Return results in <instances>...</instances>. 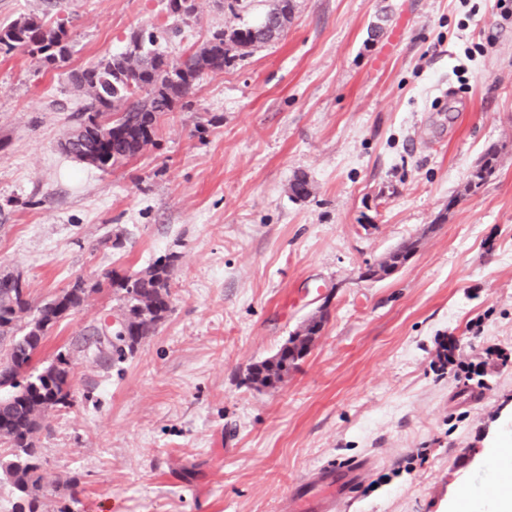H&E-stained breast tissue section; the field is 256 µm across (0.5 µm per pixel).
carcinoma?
<instances>
[{"instance_id": "cac0c4a2", "label": "carcinoma", "mask_w": 512, "mask_h": 512, "mask_svg": "<svg viewBox=\"0 0 512 512\" xmlns=\"http://www.w3.org/2000/svg\"><path fill=\"white\" fill-rule=\"evenodd\" d=\"M273 5L252 23L214 32L199 46H190L177 60H171L157 43L178 29L165 26L147 33L134 32L127 49L69 74L74 89L87 102L71 115L72 127L65 133L62 150L74 159L106 171L120 166L149 146L155 145L160 118L178 106H191V95L205 71L222 72L250 55L254 49L280 38L294 10V0H272ZM166 9L175 21L188 24L196 0H168ZM69 34L65 25L45 15L30 14L7 26H0V52L18 48L49 65L69 55ZM495 172V152L470 179V187L485 185ZM419 240H409L387 256V263L405 261L417 250ZM123 306L117 328L103 321L95 328L99 336H115L108 342L118 356L134 351L142 341L156 334L171 311L170 266L158 260L144 275H130L118 283ZM86 288L78 281L54 299L32 307L19 277H0V441L9 454L0 457V474L14 487L19 503L16 512H41L40 491L44 476L34 435L45 414L71 406L72 363L59 352L40 369L32 366L51 329L65 314L85 301ZM323 318H313L281 345L283 360L272 356L249 368V380L274 388L288 376L298 361L287 345L306 347L313 329Z\"/></svg>"}]
</instances>
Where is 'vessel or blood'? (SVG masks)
Wrapping results in <instances>:
<instances>
[{"label":"vessel or blood","instance_id":"obj_1","mask_svg":"<svg viewBox=\"0 0 512 512\" xmlns=\"http://www.w3.org/2000/svg\"><path fill=\"white\" fill-rule=\"evenodd\" d=\"M371 467L368 458L321 465L294 485L288 498L291 512H344L352 489Z\"/></svg>","mask_w":512,"mask_h":512}]
</instances>
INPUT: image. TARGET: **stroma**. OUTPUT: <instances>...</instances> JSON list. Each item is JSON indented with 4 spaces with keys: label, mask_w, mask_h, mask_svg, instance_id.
Listing matches in <instances>:
<instances>
[{
    "label": "stroma",
    "mask_w": 512,
    "mask_h": 512,
    "mask_svg": "<svg viewBox=\"0 0 512 512\" xmlns=\"http://www.w3.org/2000/svg\"><path fill=\"white\" fill-rule=\"evenodd\" d=\"M166 3L0 0V26L47 13L71 35L53 67L0 53V276L35 306L87 290L37 356L67 353L75 374L36 436L49 512L58 481L71 512H288L317 467L368 455L350 512L456 497L489 512L485 451L512 441V16L498 0H296L280 39L202 75L156 146L80 163L60 146L85 103L69 72L168 23ZM236 23L196 0L161 48L175 60ZM491 147L495 175L469 189ZM415 238L400 271L363 278ZM165 257L171 313L104 361L116 279ZM320 313L283 384L248 380Z\"/></svg>",
    "instance_id": "1"
}]
</instances>
